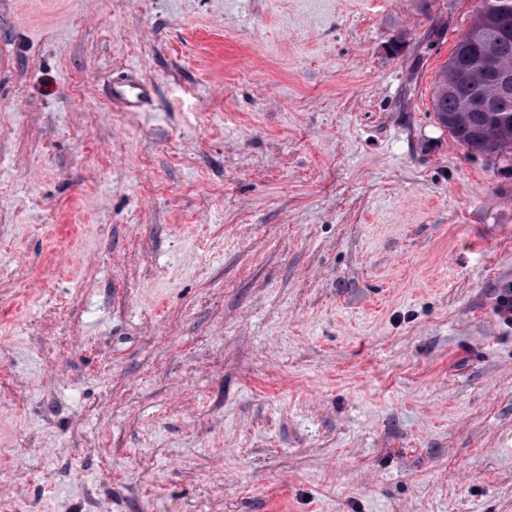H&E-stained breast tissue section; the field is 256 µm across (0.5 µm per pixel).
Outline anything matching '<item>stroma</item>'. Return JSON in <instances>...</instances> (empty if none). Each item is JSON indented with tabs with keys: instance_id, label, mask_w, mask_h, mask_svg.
<instances>
[{
	"instance_id": "obj_1",
	"label": "stroma",
	"mask_w": 512,
	"mask_h": 512,
	"mask_svg": "<svg viewBox=\"0 0 512 512\" xmlns=\"http://www.w3.org/2000/svg\"><path fill=\"white\" fill-rule=\"evenodd\" d=\"M479 2L0 0V512H512ZM486 7L478 10L467 32L456 43L451 56L439 72L433 94V112L439 124L471 154L502 157L512 162V0H483ZM500 38V55L488 45L487 35ZM503 67L507 68L504 69ZM452 84L455 93L453 92ZM494 84V88H493ZM448 86V91L445 89ZM493 90V91H492ZM448 93H451L448 95ZM459 98L466 101L459 107ZM460 108L461 112H457ZM154 93L151 84L133 80L114 81L111 89L112 102L120 103L129 112L142 108Z\"/></svg>"
}]
</instances>
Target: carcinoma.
Listing matches in <instances>:
<instances>
[{"label":"carcinoma","mask_w":512,"mask_h":512,"mask_svg":"<svg viewBox=\"0 0 512 512\" xmlns=\"http://www.w3.org/2000/svg\"><path fill=\"white\" fill-rule=\"evenodd\" d=\"M484 2L486 7L475 13L436 78L433 112L469 153L512 162V97L500 100L495 111H489L487 96L493 90V77L473 68L487 48V35L493 33L500 38L501 64L512 71V0ZM450 84L454 86L451 94L446 91ZM460 98L466 101L464 112L459 111Z\"/></svg>","instance_id":"carcinoma-1"}]
</instances>
